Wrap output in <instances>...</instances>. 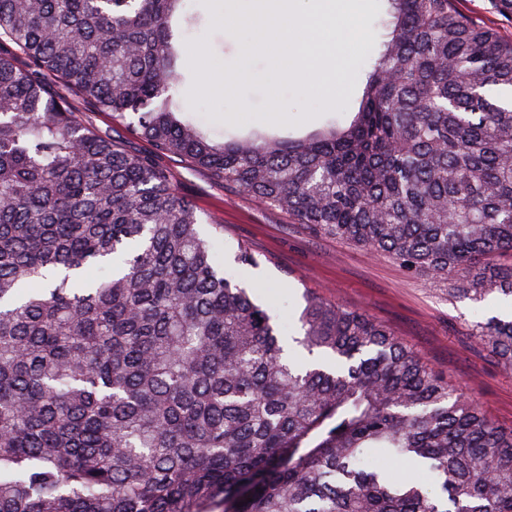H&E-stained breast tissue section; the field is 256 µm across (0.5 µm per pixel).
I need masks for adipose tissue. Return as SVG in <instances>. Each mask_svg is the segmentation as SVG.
I'll use <instances>...</instances> for the list:
<instances>
[{"label":"adipose tissue","instance_id":"ef3b65f1","mask_svg":"<svg viewBox=\"0 0 512 512\" xmlns=\"http://www.w3.org/2000/svg\"><path fill=\"white\" fill-rule=\"evenodd\" d=\"M296 0H228L224 23L250 29L253 37L242 44V58L264 50L282 61L281 76L302 89L328 97L336 72L323 62L327 48L319 36L340 19L349 18L354 0H317L312 14L297 12Z\"/></svg>","mask_w":512,"mask_h":512}]
</instances>
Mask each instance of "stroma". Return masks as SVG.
<instances>
[{
	"label": "stroma",
	"instance_id": "obj_1",
	"mask_svg": "<svg viewBox=\"0 0 512 512\" xmlns=\"http://www.w3.org/2000/svg\"><path fill=\"white\" fill-rule=\"evenodd\" d=\"M224 5L225 0H188L186 5L187 11L201 16L202 24L188 36L183 103L212 138L248 139L258 133L298 138L329 120L350 122L362 94L361 68L377 46L384 0H366L361 30L339 29L340 84L332 100L304 94L285 80L278 92H271L273 58L257 53L240 62V43L249 31L220 24ZM228 74L235 77L236 89L226 95L220 86ZM275 104L284 117L273 122L269 112ZM79 111L90 126L128 153H151L149 142L113 122L109 114L85 104ZM161 163L170 172L177 192L196 206L203 226L223 225L224 239L218 242L217 252L225 270L268 300L280 320H287L306 289L367 312L417 350L435 372L471 394L489 418L512 426V371L468 331L469 322L507 314L511 305L496 298L479 307L467 300H451L447 284L412 277L389 259L313 234L283 211L224 189L206 169L176 157L162 158ZM240 242L261 258L260 268L234 266L233 250Z\"/></svg>",
	"mask_w": 512,
	"mask_h": 512
}]
</instances>
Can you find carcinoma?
Returning a JSON list of instances; mask_svg holds the SVG:
<instances>
[{"label":"carcinoma","mask_w":512,"mask_h":512,"mask_svg":"<svg viewBox=\"0 0 512 512\" xmlns=\"http://www.w3.org/2000/svg\"><path fill=\"white\" fill-rule=\"evenodd\" d=\"M385 2L349 125L217 143L177 99L184 0H0V512H512L511 427L361 311L307 292L284 336L159 163L512 299V40ZM470 331L512 369V318ZM75 105L82 117L99 133L109 136L125 151L134 155H147L152 152V146L144 139L137 137L124 126L112 121V116L104 112H96L92 107L76 99Z\"/></svg>","instance_id":"obj_1"}]
</instances>
